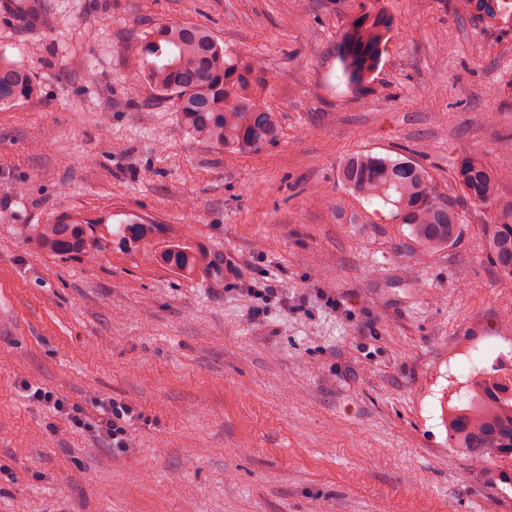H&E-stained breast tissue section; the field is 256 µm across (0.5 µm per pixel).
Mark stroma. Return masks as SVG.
<instances>
[{
    "mask_svg": "<svg viewBox=\"0 0 512 512\" xmlns=\"http://www.w3.org/2000/svg\"><path fill=\"white\" fill-rule=\"evenodd\" d=\"M37 2L52 24L0 10V50L39 88L0 110V512H512V461L475 466L445 427L486 356L512 367L496 211L453 179L479 155L512 205V20L458 0ZM376 3L394 29L354 90L339 34ZM162 22L261 59L277 142L229 157L133 79L123 46ZM353 153L426 167L460 237L419 259L338 182ZM65 215L154 224L218 268L186 278L118 239L50 256L32 228ZM100 400L139 413L131 448L75 425Z\"/></svg>",
    "mask_w": 512,
    "mask_h": 512,
    "instance_id": "1",
    "label": "stroma"
}]
</instances>
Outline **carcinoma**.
Returning a JSON list of instances; mask_svg holds the SVG:
<instances>
[{"instance_id": "obj_1", "label": "carcinoma", "mask_w": 512, "mask_h": 512, "mask_svg": "<svg viewBox=\"0 0 512 512\" xmlns=\"http://www.w3.org/2000/svg\"><path fill=\"white\" fill-rule=\"evenodd\" d=\"M467 10L489 18L507 16L512 0H462ZM394 26L384 7L354 16L340 37L338 58L346 84L364 85L381 63ZM129 70L158 95L176 103L180 126L192 138L231 155H244L276 141L279 121L265 106L260 62L220 44L209 29L190 23H164L124 49ZM38 86L26 68L0 53V105L30 99ZM337 180L356 199L389 209V219L407 224L425 257L455 242L462 229L456 208L441 201L429 171L408 158L370 153L346 156ZM454 180L475 207L496 198L493 169L478 157L463 159ZM118 235L142 250L146 262L193 275L214 269L208 255L187 243L156 248L151 224H123ZM487 257L499 275L512 281V211L484 228ZM102 238L98 224L62 221L36 224L33 239L45 253L62 259H92ZM448 445L469 458L488 461L512 448V372L493 369L472 381L460 403L448 407Z\"/></svg>"}]
</instances>
